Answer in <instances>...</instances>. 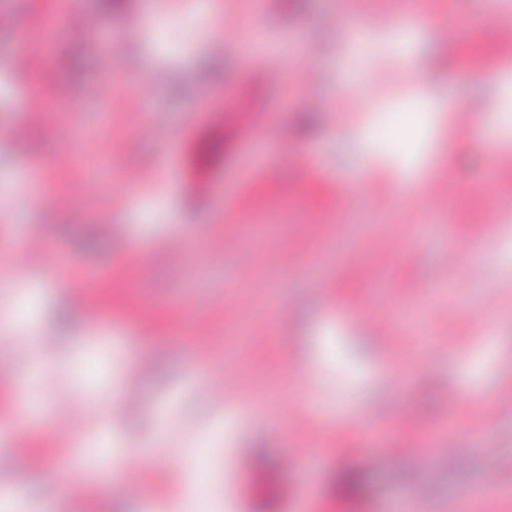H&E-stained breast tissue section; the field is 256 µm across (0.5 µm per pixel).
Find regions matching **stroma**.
<instances>
[{"label":"stroma","mask_w":512,"mask_h":512,"mask_svg":"<svg viewBox=\"0 0 512 512\" xmlns=\"http://www.w3.org/2000/svg\"><path fill=\"white\" fill-rule=\"evenodd\" d=\"M382 6L219 0L214 16L196 0H125L117 12L102 0H0L12 17L0 29V188L13 195L0 202V240L43 244L0 276V315L20 322L0 336V420L26 401L37 412L27 438L45 450L44 466L17 460L0 482L16 512H79L84 498L96 512L121 501L125 512H187L202 475L235 512H263L268 495L276 512H412L421 486L428 512H480L489 497L512 512V406L486 403L481 420L440 406L454 388H512V210L497 208L512 195V49L493 34L512 7L494 19L487 0H399L383 27ZM77 11L100 21L103 43L121 38L112 57H96ZM336 13L353 43L329 25ZM462 26L448 49L438 30ZM313 45L322 54L311 59ZM478 96L508 137L499 154L482 133H456V112ZM30 98L41 102L33 120ZM402 120L415 139L393 136ZM17 121L21 140L8 134ZM150 169L151 183H127ZM415 172L429 175L420 194L363 192L376 175ZM450 177L456 194L434 204ZM116 193L126 205L101 210L96 195ZM183 229L185 249L170 250ZM303 241L318 245L315 260L271 266ZM451 252L457 264L440 276ZM484 263L494 277L473 278ZM59 271L108 291L99 323L53 284ZM33 352L42 378L22 394ZM130 377L138 403L110 419ZM210 383L255 417L225 423ZM63 413L86 433L58 432ZM159 416L164 444L131 471L137 495L122 497L113 465ZM411 440L421 456L405 453ZM450 444L466 465L437 461ZM189 445L197 457L181 456ZM346 467L366 482L362 501L334 490Z\"/></svg>","instance_id":"35a3bbf8"}]
</instances>
